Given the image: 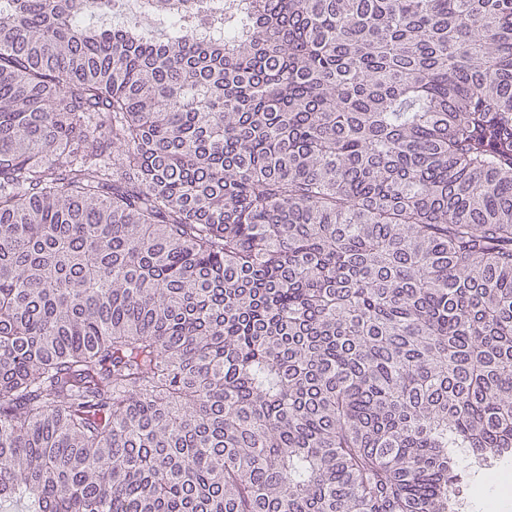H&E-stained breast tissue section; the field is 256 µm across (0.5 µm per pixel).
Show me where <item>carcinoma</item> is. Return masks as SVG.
I'll return each instance as SVG.
<instances>
[{
  "instance_id": "cac0c4a2",
  "label": "carcinoma",
  "mask_w": 512,
  "mask_h": 512,
  "mask_svg": "<svg viewBox=\"0 0 512 512\" xmlns=\"http://www.w3.org/2000/svg\"><path fill=\"white\" fill-rule=\"evenodd\" d=\"M512 454V0H0V501L459 512ZM461 480L458 484L460 497L464 501L463 512H482L480 501L496 495L495 487L485 479V475H495L502 471L512 473V454L489 459L484 463V469L476 471L467 461L461 463Z\"/></svg>"
}]
</instances>
